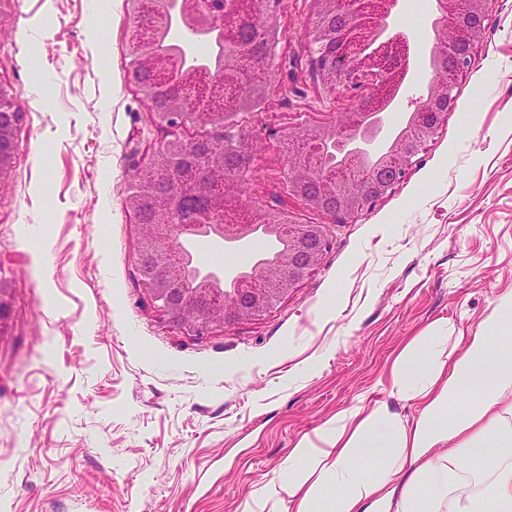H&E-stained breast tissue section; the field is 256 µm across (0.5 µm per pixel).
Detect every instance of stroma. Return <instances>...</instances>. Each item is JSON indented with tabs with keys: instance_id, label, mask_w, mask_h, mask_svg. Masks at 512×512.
<instances>
[{
	"instance_id": "35a3bbf8",
	"label": "stroma",
	"mask_w": 512,
	"mask_h": 512,
	"mask_svg": "<svg viewBox=\"0 0 512 512\" xmlns=\"http://www.w3.org/2000/svg\"><path fill=\"white\" fill-rule=\"evenodd\" d=\"M313 0H283L282 128L351 111L311 79ZM125 0H0V86L21 119L0 179V512H241L297 438L387 399L403 346L445 320L469 336L512 291V0L409 177L333 226L316 272L273 312L196 343L147 301L124 198L163 131L127 78ZM243 203L320 223L257 138ZM316 359L301 376L295 366Z\"/></svg>"
}]
</instances>
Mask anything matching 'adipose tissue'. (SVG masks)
<instances>
[{
  "label": "adipose tissue",
  "instance_id": "ef3b65f1",
  "mask_svg": "<svg viewBox=\"0 0 512 512\" xmlns=\"http://www.w3.org/2000/svg\"><path fill=\"white\" fill-rule=\"evenodd\" d=\"M512 292L469 336L433 323L395 358L389 402L337 412L289 449L243 512H512ZM467 404H460L461 396Z\"/></svg>",
  "mask_w": 512,
  "mask_h": 512
}]
</instances>
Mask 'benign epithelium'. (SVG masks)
Returning <instances> with one entry per match:
<instances>
[{"label": "benign epithelium", "mask_w": 512, "mask_h": 512, "mask_svg": "<svg viewBox=\"0 0 512 512\" xmlns=\"http://www.w3.org/2000/svg\"><path fill=\"white\" fill-rule=\"evenodd\" d=\"M313 2L317 12L308 46L309 72L328 94L339 91L353 102L356 109L345 120L315 129L301 121L287 132L259 124L257 111L268 94L224 82V59L231 53L225 29L230 25L245 28L252 16L238 0H165L166 25L190 30L194 41L210 45L211 53L200 57L193 54L191 45L168 43L162 40V33L154 31L161 52L174 54L183 63V73L175 80L179 96L158 108L153 105L152 85L131 79L142 99L151 104L153 124L166 131L149 166L158 169L191 160L207 170L206 184L192 183L199 203L190 219L181 224L170 223L169 211L144 214V201L134 186L124 200L135 224L148 229L135 257L138 280L153 307L195 341L207 339L217 327H228L280 304L321 265L333 244L330 225L356 222L408 176L453 110L457 87L480 52V35L498 0H465L462 12L457 0H436L430 23L433 78L427 92L416 99L401 134L381 147L374 142L382 114L422 57V51L398 24L399 0H361V21L333 26L329 16L336 13L335 0ZM277 43L269 28L260 31L254 42L271 66L275 65ZM193 98L205 99L208 107L189 111L185 102ZM19 120V112L0 89V178L16 160L14 130ZM243 127L269 141L301 134L313 139L315 149L289 155L288 167L294 169V175L284 183L290 195L304 208L322 215L326 223L288 221V235L263 268L228 276L195 266L185 242L241 243L259 229L275 234L281 228L274 223L282 216L276 208L252 209L251 223L242 224L234 209L226 210L218 203L240 177H249L253 170L247 142L239 136ZM188 128H199L201 134L189 141L182 136ZM330 153L336 156L340 175L326 180L319 170ZM308 182L323 191H303L302 185ZM191 293L210 300L205 313L184 310L181 296Z\"/></svg>", "instance_id": "7a95c632"}]
</instances>
